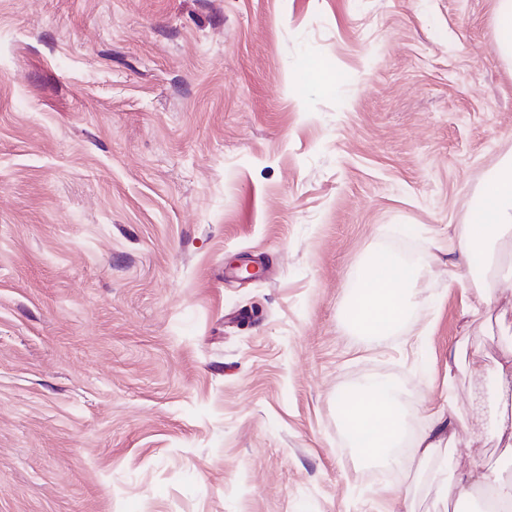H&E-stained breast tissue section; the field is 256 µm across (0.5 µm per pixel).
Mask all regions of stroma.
Here are the masks:
<instances>
[{"label": "stroma", "instance_id": "obj_1", "mask_svg": "<svg viewBox=\"0 0 512 512\" xmlns=\"http://www.w3.org/2000/svg\"><path fill=\"white\" fill-rule=\"evenodd\" d=\"M497 37L494 0H0V512H443L497 464L461 427L368 475L336 416L378 380L417 435L497 384L512 288L474 318L448 284L512 153ZM408 251L405 324L359 334ZM415 276V269L397 262L392 256H378L359 279L348 312L351 324L375 335L388 333L399 326L408 311L405 287Z\"/></svg>", "mask_w": 512, "mask_h": 512}]
</instances>
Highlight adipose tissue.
<instances>
[{
    "mask_svg": "<svg viewBox=\"0 0 512 512\" xmlns=\"http://www.w3.org/2000/svg\"><path fill=\"white\" fill-rule=\"evenodd\" d=\"M471 219L458 240V263L448 271L450 282L463 284V268L475 252L486 258V282L474 288L472 315L490 313L496 290L512 285V155L502 157L485 180ZM416 276L413 268L392 256H378L362 274L354 302L348 312L351 324L368 334H384L399 326L408 311L405 288ZM337 412L351 437L357 438L361 456L374 458L399 444L403 436L397 411V391L388 384L370 381L342 394ZM480 428L478 411L454 407L447 418L437 421L414 445L418 465L443 458L452 443L457 425ZM442 497L458 499L482 495L493 501L499 512H512V476L497 467L473 461L467 470L452 474L440 487Z\"/></svg>",
    "mask_w": 512,
    "mask_h": 512,
    "instance_id": "ef3b65f1",
    "label": "adipose tissue"
}]
</instances>
